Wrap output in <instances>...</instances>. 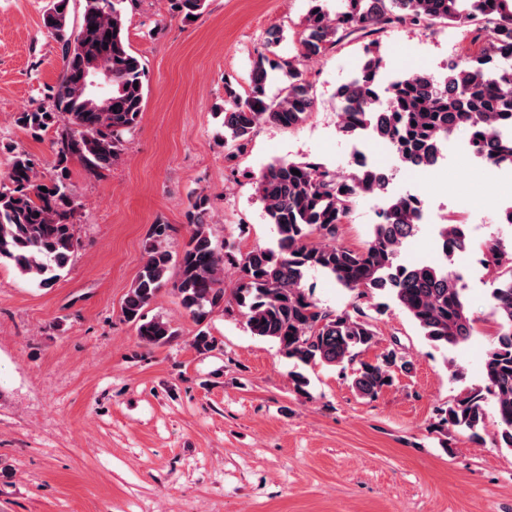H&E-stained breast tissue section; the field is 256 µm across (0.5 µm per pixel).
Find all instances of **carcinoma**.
I'll use <instances>...</instances> for the list:
<instances>
[{
	"label": "carcinoma",
	"instance_id": "obj_1",
	"mask_svg": "<svg viewBox=\"0 0 512 512\" xmlns=\"http://www.w3.org/2000/svg\"><path fill=\"white\" fill-rule=\"evenodd\" d=\"M123 2L84 0L76 24L71 22L70 0H49L43 14L44 32L61 50L62 76L49 104L19 113L17 123L34 139L56 129L53 172L39 175L35 159L18 152L0 177V263H12L43 288L60 278L79 246L74 218L81 202L68 184V164L76 160L86 176H100L120 157L124 135L136 128L144 112L146 69L130 48ZM169 2L170 10L185 20L200 16L206 7V0ZM437 24H453L464 32L465 44L448 61L447 75L402 76L384 88L383 101H375L382 56L373 35ZM351 36L367 43L356 72L336 88L345 136L356 137L359 126L369 121L375 138L389 145L401 163L423 164L435 160L453 126L467 122L475 131V151L493 165L512 167V140L494 138L500 129H512V0H336L332 9L325 0H309L297 58L274 51L281 36L273 28L252 62L248 89L242 94L227 89L226 143L239 150L262 123L291 129L305 121L315 101L299 59L325 56ZM90 63L112 75L110 90L86 88L84 69ZM276 72L286 81L271 97L268 85ZM380 189L377 171L362 161L341 175L314 159H275L255 181L266 219L275 228V245L256 247L240 257L213 237L207 198L196 197L189 213V239L178 257L163 246L170 225H152L146 260L121 307L124 320L135 325L147 346H163L177 336L169 322L145 316L174 269L179 304L197 324L217 309L226 314L237 310L253 335L276 342L287 359L304 365L357 364L352 386L363 397L377 398L393 385L396 370L408 369L411 361L395 348L372 361L357 360L376 344L378 332L358 307L337 313L321 308L305 290L310 272L327 274L361 295H388L438 346H457L477 333V320L456 275L445 266L399 263L401 248L419 226V209L408 196L393 197L377 212L378 222L364 247L336 244L339 225L356 201L376 197ZM439 233L445 258L448 241L470 244L461 224H443ZM483 249L496 265L505 255L499 238L485 240ZM228 265L237 275L230 294L224 289ZM491 297L495 332L484 357V385L442 410L441 421L477 436L490 395L501 445L512 449V274ZM192 347L200 354L211 352L215 339L201 329Z\"/></svg>",
	"mask_w": 512,
	"mask_h": 512
}]
</instances>
